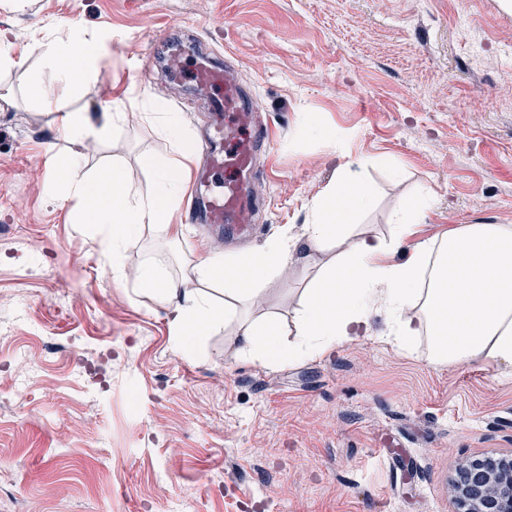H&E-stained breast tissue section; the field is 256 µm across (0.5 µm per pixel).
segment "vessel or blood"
Returning <instances> with one entry per match:
<instances>
[{
    "mask_svg": "<svg viewBox=\"0 0 512 512\" xmlns=\"http://www.w3.org/2000/svg\"><path fill=\"white\" fill-rule=\"evenodd\" d=\"M170 75L189 77L209 94L210 132L202 144L204 161L197 169L191 195V219L232 233L249 231L254 207L245 191L257 152L268 138L257 122L252 103L230 71L210 56L186 64L173 54L166 61Z\"/></svg>",
    "mask_w": 512,
    "mask_h": 512,
    "instance_id": "1",
    "label": "vessel or blood"
}]
</instances>
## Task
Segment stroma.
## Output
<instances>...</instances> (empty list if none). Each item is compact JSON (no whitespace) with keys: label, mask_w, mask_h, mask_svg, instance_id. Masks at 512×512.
<instances>
[{"label":"stroma","mask_w":512,"mask_h":512,"mask_svg":"<svg viewBox=\"0 0 512 512\" xmlns=\"http://www.w3.org/2000/svg\"><path fill=\"white\" fill-rule=\"evenodd\" d=\"M93 40L99 76L70 108H134L92 141L30 93L39 43ZM0 512H456L468 462L512 451V366L437 364L369 335L288 364L240 356L231 336L186 356L169 312L133 275L173 279L211 252L302 235L340 165L362 164L374 194L360 231L395 236L402 199L431 197L419 235L456 224L512 225V6L505 0H0ZM236 73L271 143L257 156L250 234L188 221L171 239L124 245L117 282L102 235L61 200L59 169L117 164L149 190L142 159L172 144L144 104L161 102L190 137L207 100L164 61L184 38ZM316 118L335 140L313 134ZM313 276L302 258L263 284L254 314L294 315Z\"/></svg>","instance_id":"35a3bbf8"}]
</instances>
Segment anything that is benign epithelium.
<instances>
[{
  "mask_svg": "<svg viewBox=\"0 0 512 512\" xmlns=\"http://www.w3.org/2000/svg\"><path fill=\"white\" fill-rule=\"evenodd\" d=\"M454 491L458 512H512V453L469 462Z\"/></svg>",
  "mask_w": 512,
  "mask_h": 512,
  "instance_id": "obj_1",
  "label": "benign epithelium"
}]
</instances>
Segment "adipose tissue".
<instances>
[{
	"label": "adipose tissue",
	"instance_id": "obj_1",
	"mask_svg": "<svg viewBox=\"0 0 512 512\" xmlns=\"http://www.w3.org/2000/svg\"><path fill=\"white\" fill-rule=\"evenodd\" d=\"M41 59L33 76L34 93L42 99L54 91L53 105L63 111L69 131L97 138L125 121L127 104L122 100L113 102L101 126L67 109L80 84L99 74L94 43L73 37L54 40L42 44ZM143 116L159 121L174 148L173 154L147 159L155 176L150 191L135 187L117 166L95 176L73 161L63 166L61 199L77 201L85 223L100 228L118 279L125 275L123 246L132 234L160 228L172 238L181 235L173 217L186 180L188 137L160 103H151ZM106 178L112 192L105 196L99 185ZM373 202L361 171L342 165L335 182L315 201L302 236L284 233L259 252L200 258L188 271L196 282L192 288L175 287L150 264L138 268L136 284L169 309L172 344L185 355L193 352L195 340L229 327L244 356L292 362L368 335L372 313L380 306L390 314L391 334L401 347L428 336L433 362L463 364L482 357L512 365V225L460 224L420 240V214L429 203L404 201L396 212L395 243L406 247L399 255L394 243L355 230L357 215ZM298 252L316 275L295 312L298 339L288 343L276 318L253 319L245 308L255 304L261 283ZM210 284L223 285V301L207 293Z\"/></svg>",
	"mask_w": 512,
	"mask_h": 512
}]
</instances>
